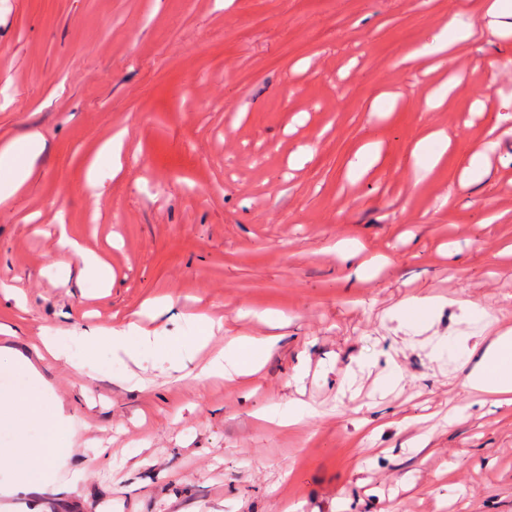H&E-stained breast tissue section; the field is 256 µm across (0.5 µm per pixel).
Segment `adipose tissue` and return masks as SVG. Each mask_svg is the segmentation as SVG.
Masks as SVG:
<instances>
[{
  "instance_id": "1",
  "label": "adipose tissue",
  "mask_w": 512,
  "mask_h": 512,
  "mask_svg": "<svg viewBox=\"0 0 512 512\" xmlns=\"http://www.w3.org/2000/svg\"><path fill=\"white\" fill-rule=\"evenodd\" d=\"M44 148L39 130L32 129L21 137L0 143V203L15 195L32 177L34 160ZM87 357H94L101 346L113 353L137 358L153 343L151 336L136 325L107 333L93 329L80 336ZM279 342L278 337L253 336L229 340L204 369L205 376L245 375L268 359ZM0 373L20 376L11 394H0V430L17 434L13 447L0 448L12 469L14 486L34 491L43 489L56 479L57 465L71 451L68 419L64 416L45 380L18 350L0 346ZM467 383L473 390L512 401V330L493 336L477 363L470 369ZM39 426V438L27 431Z\"/></svg>"
}]
</instances>
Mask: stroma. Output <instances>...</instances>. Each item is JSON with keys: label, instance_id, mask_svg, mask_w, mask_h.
I'll return each instance as SVG.
<instances>
[{"label": "stroma", "instance_id": "35a3bbf8", "mask_svg": "<svg viewBox=\"0 0 512 512\" xmlns=\"http://www.w3.org/2000/svg\"><path fill=\"white\" fill-rule=\"evenodd\" d=\"M454 17L474 34L451 60L414 56ZM511 100L512 16L459 0H0V143L45 138L0 205V288L25 295L20 308L0 291L14 329L0 345L33 359L73 441L40 492H9L0 459V512H512V404L433 352L512 329ZM120 131L115 175L99 150ZM435 131L448 151L412 183ZM488 140L484 177L460 187ZM368 141L379 160L352 176ZM60 223L107 258L111 287L80 278V258L54 265ZM343 239L357 258L334 252ZM412 295L448 300L418 334L393 315ZM200 315L224 323L215 349L280 341L253 375L173 380L161 358ZM131 322L153 349L134 362L104 347L82 366L77 336ZM45 334L72 363L37 358ZM290 399L317 417L261 419Z\"/></svg>", "mask_w": 512, "mask_h": 512}]
</instances>
